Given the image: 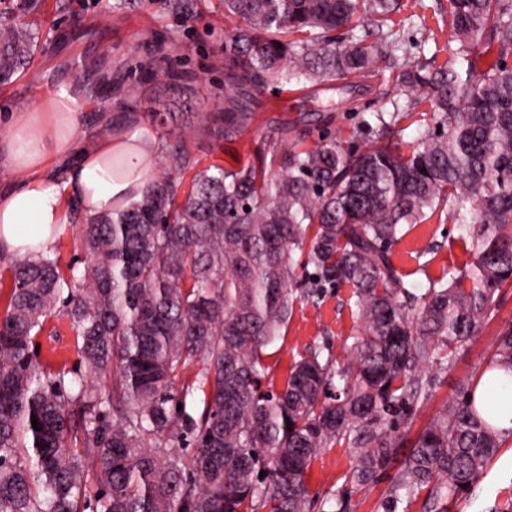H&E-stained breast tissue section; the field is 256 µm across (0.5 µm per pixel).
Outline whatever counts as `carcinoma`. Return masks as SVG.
Returning a JSON list of instances; mask_svg holds the SVG:
<instances>
[{"label":"carcinoma","mask_w":512,"mask_h":512,"mask_svg":"<svg viewBox=\"0 0 512 512\" xmlns=\"http://www.w3.org/2000/svg\"><path fill=\"white\" fill-rule=\"evenodd\" d=\"M163 2L177 20L194 14L196 0ZM222 3L245 25L224 41V98L197 121L225 142L243 133L268 82L369 72L394 51L389 22L404 7ZM38 4L0 0L1 87L39 52L27 21ZM448 26L463 70L403 55L392 81L408 104L364 122L370 144L323 132L307 147L300 132L202 168L177 113H160L158 170L139 200L83 224L82 272L68 277L47 255L12 261L0 314V512H308V471L336 445L354 459L351 488L377 482L403 445L400 421L512 286V0H448ZM339 30L350 36L336 40ZM410 118L423 127L414 142L403 139ZM444 209L472 262L418 295L392 246ZM324 285L349 290L343 360L309 346L277 389L265 349L288 326L297 288ZM60 304L80 362L51 374L34 337ZM493 369L512 373V325ZM480 380L417 433L383 512L419 497L424 512H444L502 448L474 403Z\"/></svg>","instance_id":"carcinoma-1"}]
</instances>
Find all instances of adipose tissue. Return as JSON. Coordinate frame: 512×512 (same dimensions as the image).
<instances>
[{"label":"adipose tissue","mask_w":512,"mask_h":512,"mask_svg":"<svg viewBox=\"0 0 512 512\" xmlns=\"http://www.w3.org/2000/svg\"><path fill=\"white\" fill-rule=\"evenodd\" d=\"M163 149L133 114L101 134L81 130L66 90L11 112L0 138V167L14 174L0 187V252L20 260L48 254L64 225L141 198ZM475 404L499 432H512V376L486 372Z\"/></svg>","instance_id":"ef3b65f1"}]
</instances>
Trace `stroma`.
I'll return each mask as SVG.
<instances>
[{
	"label": "stroma",
	"mask_w": 512,
	"mask_h": 512,
	"mask_svg": "<svg viewBox=\"0 0 512 512\" xmlns=\"http://www.w3.org/2000/svg\"><path fill=\"white\" fill-rule=\"evenodd\" d=\"M31 22L42 33L41 50L34 63L6 89L0 90V134L5 133V117L17 106L39 96L76 87L87 71L98 74L103 92L78 100L82 128L99 126L101 113L113 120L137 113L152 121L161 99H169L172 111L181 113L189 126L187 146L191 152L209 156L214 143L199 127L196 116L213 102L224 85V41L240 22L224 15L221 0H197V13L187 22L174 20L161 0H141L129 14L103 12L100 0H43ZM396 37L421 60L441 66L450 61L446 47L450 38L448 0H416L413 10L394 16ZM154 61L158 79L141 80L138 62ZM391 61H380L375 74L362 80L359 88L347 90L339 82L328 85L276 89L267 84L260 91L268 101L267 110L256 112L245 133L225 144L219 157L224 164L247 159L260 139L276 135L288 126L306 132L309 142H317L321 131L349 138L362 120L375 112L391 111L393 103L405 102L404 92L389 79ZM177 74L186 94L164 91L168 74ZM459 231L448 217H432L423 224L405 227L393 247V259L409 275L416 287H426L444 269L469 263L470 254L458 243ZM423 252L427 267L418 273L416 252ZM344 288H328L314 297H302L294 304L293 315L283 336L269 348L266 362L275 386H283L292 358L306 347L328 345L334 356H344L343 341L354 322ZM512 323V288L497 292L491 315L473 339L459 348L455 366L432 388L430 400L419 405L414 428H421L447 401L453 399L463 380L475 367L485 364L493 351L499 331ZM39 361L46 371L74 369L79 345L63 311L45 319L35 338ZM353 466L348 450L335 447L321 452L308 476L315 498L310 512H333L336 492L345 484ZM446 512H512V438L484 468L471 489L448 501Z\"/></svg>",
	"instance_id": "1"
}]
</instances>
